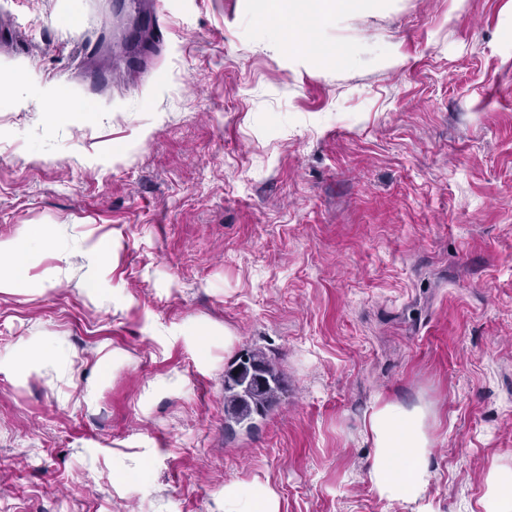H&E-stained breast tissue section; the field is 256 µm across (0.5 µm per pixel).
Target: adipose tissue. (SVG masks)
I'll return each mask as SVG.
<instances>
[{"label":"adipose tissue","instance_id":"ef3b65f1","mask_svg":"<svg viewBox=\"0 0 512 512\" xmlns=\"http://www.w3.org/2000/svg\"><path fill=\"white\" fill-rule=\"evenodd\" d=\"M388 0H267V14L280 22L312 21L321 26L330 20L343 23L358 16L380 11ZM56 228H34L23 242L0 243V268L8 276L0 277V291L21 287L38 248L58 242ZM55 365L59 371L71 368L73 360L62 355L54 340L38 346L21 344L0 357V373L25 371L34 358ZM365 431L374 448V460L368 478L379 497L390 502L414 503L422 499L428 487V454L431 439L422 410H407L392 402L378 403L370 413ZM226 512H278V497L269 483L252 480L224 487Z\"/></svg>","mask_w":512,"mask_h":512}]
</instances>
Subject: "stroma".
I'll return each instance as SVG.
<instances>
[{
	"label": "stroma",
	"mask_w": 512,
	"mask_h": 512,
	"mask_svg": "<svg viewBox=\"0 0 512 512\" xmlns=\"http://www.w3.org/2000/svg\"><path fill=\"white\" fill-rule=\"evenodd\" d=\"M255 3L164 0L141 71L92 86L133 24L118 0H0V242L68 227L0 292V355L49 336L75 356L0 373V512H224L255 478L279 512H483L512 468V0L320 28L352 51L327 73ZM57 90L75 117L51 127ZM194 326L233 342L200 351ZM246 350L287 385L230 436ZM383 401L426 414L423 502L369 482ZM143 453L147 480L113 483Z\"/></svg>",
	"instance_id": "35a3bbf8"
}]
</instances>
